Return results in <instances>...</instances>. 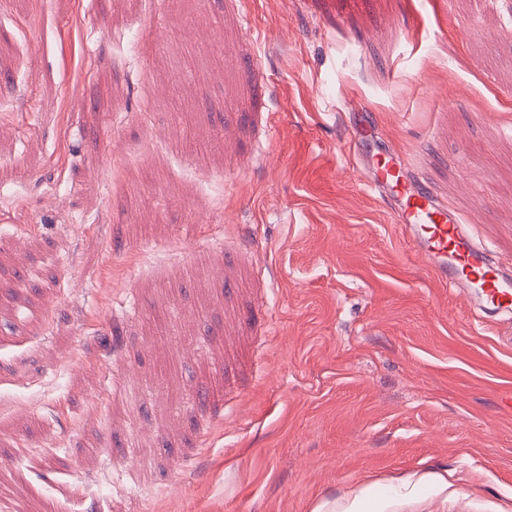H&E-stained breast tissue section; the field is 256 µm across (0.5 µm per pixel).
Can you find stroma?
Wrapping results in <instances>:
<instances>
[{
    "label": "stroma",
    "mask_w": 512,
    "mask_h": 512,
    "mask_svg": "<svg viewBox=\"0 0 512 512\" xmlns=\"http://www.w3.org/2000/svg\"><path fill=\"white\" fill-rule=\"evenodd\" d=\"M359 105L512 259V0H0V512H512V319ZM353 159L365 185L386 201L405 239L439 282L465 288L486 310L511 312L512 264L478 242L474 225L441 199L359 107Z\"/></svg>",
    "instance_id": "obj_1"
}]
</instances>
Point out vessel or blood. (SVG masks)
<instances>
[{
	"label": "vessel or blood",
	"instance_id": "b4317fda",
	"mask_svg": "<svg viewBox=\"0 0 512 512\" xmlns=\"http://www.w3.org/2000/svg\"><path fill=\"white\" fill-rule=\"evenodd\" d=\"M366 186L386 201L405 239L439 282L466 289L493 312L512 310V263L479 242L473 225L423 180L406 156L359 110L350 141Z\"/></svg>",
	"mask_w": 512,
	"mask_h": 512
}]
</instances>
